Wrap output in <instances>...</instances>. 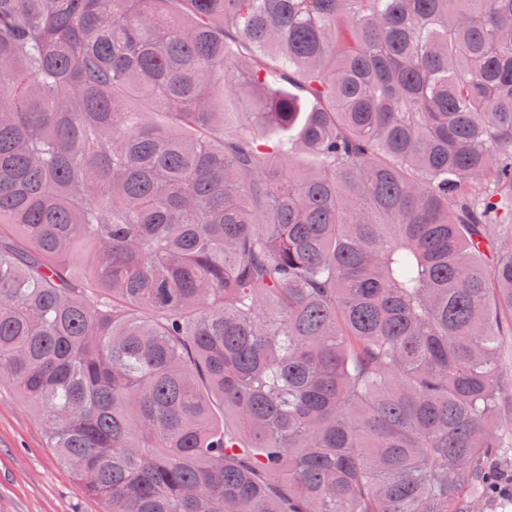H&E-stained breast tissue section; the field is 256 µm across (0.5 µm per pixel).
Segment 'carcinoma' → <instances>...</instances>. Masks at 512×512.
Masks as SVG:
<instances>
[{"mask_svg": "<svg viewBox=\"0 0 512 512\" xmlns=\"http://www.w3.org/2000/svg\"><path fill=\"white\" fill-rule=\"evenodd\" d=\"M511 358L512 0H0V380L102 512L486 508Z\"/></svg>", "mask_w": 512, "mask_h": 512, "instance_id": "obj_1", "label": "carcinoma"}]
</instances>
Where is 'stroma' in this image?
<instances>
[{
  "label": "stroma",
  "mask_w": 512,
  "mask_h": 512,
  "mask_svg": "<svg viewBox=\"0 0 512 512\" xmlns=\"http://www.w3.org/2000/svg\"><path fill=\"white\" fill-rule=\"evenodd\" d=\"M0 512H101L48 448L36 411L0 384Z\"/></svg>",
  "instance_id": "obj_1"
}]
</instances>
